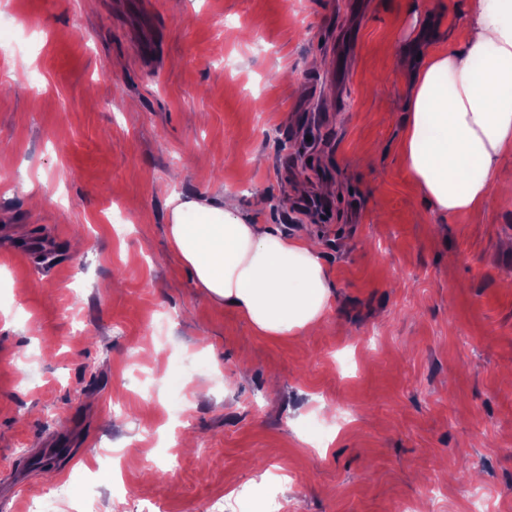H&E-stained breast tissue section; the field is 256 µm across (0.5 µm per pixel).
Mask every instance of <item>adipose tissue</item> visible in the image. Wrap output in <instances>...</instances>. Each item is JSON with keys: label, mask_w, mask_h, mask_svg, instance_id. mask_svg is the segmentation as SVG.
<instances>
[{"label": "adipose tissue", "mask_w": 512, "mask_h": 512, "mask_svg": "<svg viewBox=\"0 0 512 512\" xmlns=\"http://www.w3.org/2000/svg\"><path fill=\"white\" fill-rule=\"evenodd\" d=\"M461 38L412 74L404 165L439 211L480 208L512 155V0H465ZM166 225L177 257L215 304L262 336H299L328 316L333 294L318 246L253 224L219 195L174 193Z\"/></svg>", "instance_id": "obj_1"}]
</instances>
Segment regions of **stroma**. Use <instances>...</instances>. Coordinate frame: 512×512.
Wrapping results in <instances>:
<instances>
[{
    "label": "stroma",
    "instance_id": "35a3bbf8",
    "mask_svg": "<svg viewBox=\"0 0 512 512\" xmlns=\"http://www.w3.org/2000/svg\"><path fill=\"white\" fill-rule=\"evenodd\" d=\"M463 2L0 0V512L79 471L100 512L116 479L164 512H512V197L443 214L400 155ZM174 190L316 240L322 326L208 300Z\"/></svg>",
    "mask_w": 512,
    "mask_h": 512
}]
</instances>
